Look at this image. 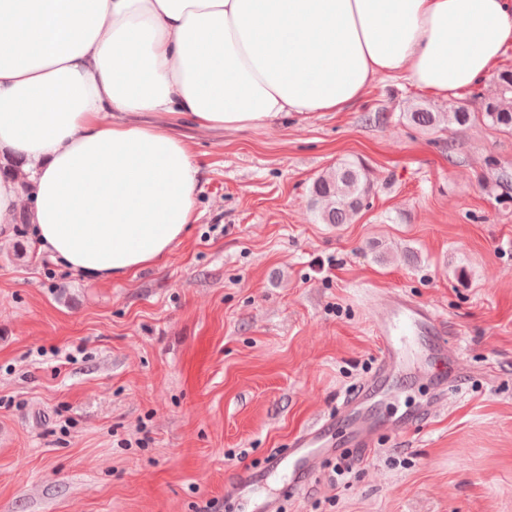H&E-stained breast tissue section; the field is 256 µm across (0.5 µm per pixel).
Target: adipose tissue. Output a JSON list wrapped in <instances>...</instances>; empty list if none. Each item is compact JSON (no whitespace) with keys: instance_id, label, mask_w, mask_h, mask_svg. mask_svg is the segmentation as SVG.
<instances>
[{"instance_id":"1","label":"adipose tissue","mask_w":512,"mask_h":512,"mask_svg":"<svg viewBox=\"0 0 512 512\" xmlns=\"http://www.w3.org/2000/svg\"><path fill=\"white\" fill-rule=\"evenodd\" d=\"M511 49L512 0H0V150L31 183L0 175V230L28 209L57 264L134 278L196 220L172 126L339 112L380 75L445 100Z\"/></svg>"}]
</instances>
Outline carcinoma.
Listing matches in <instances>:
<instances>
[{
    "instance_id": "1",
    "label": "carcinoma",
    "mask_w": 512,
    "mask_h": 512,
    "mask_svg": "<svg viewBox=\"0 0 512 512\" xmlns=\"http://www.w3.org/2000/svg\"><path fill=\"white\" fill-rule=\"evenodd\" d=\"M413 126L426 131L453 130L482 121L504 132H512V68L497 75L496 93L472 94V104H461L448 112H435L426 105L403 113ZM374 183L360 162L344 161L319 176L312 184L309 206L322 224H348L369 206Z\"/></svg>"
}]
</instances>
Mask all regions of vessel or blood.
I'll use <instances>...</instances> for the list:
<instances>
[{
	"label": "vessel or blood",
	"instance_id": "obj_1",
	"mask_svg": "<svg viewBox=\"0 0 512 512\" xmlns=\"http://www.w3.org/2000/svg\"><path fill=\"white\" fill-rule=\"evenodd\" d=\"M439 325L431 308L399 294L389 295L374 321L379 343L374 376L359 387L339 418L318 422L296 433L288 453H275L262 472H240L235 482L237 512H278L284 497L300 495L322 460L335 453L338 427L346 428L353 446L372 447L377 422L366 412V405L381 397L391 381L419 365L429 353L421 336L438 332Z\"/></svg>",
	"mask_w": 512,
	"mask_h": 512
}]
</instances>
